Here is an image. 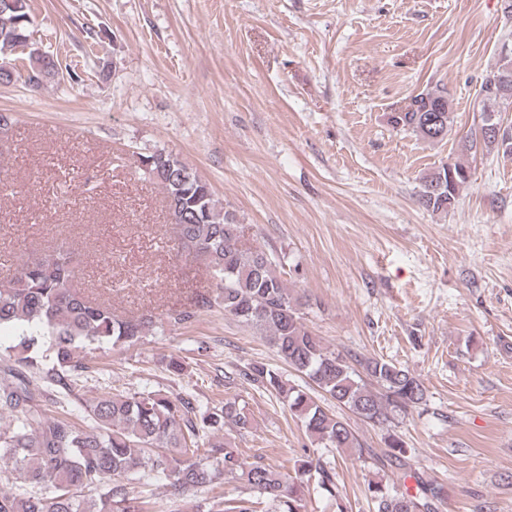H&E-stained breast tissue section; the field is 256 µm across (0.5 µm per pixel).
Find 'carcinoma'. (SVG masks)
<instances>
[{
    "instance_id": "cac0c4a2",
    "label": "carcinoma",
    "mask_w": 512,
    "mask_h": 512,
    "mask_svg": "<svg viewBox=\"0 0 512 512\" xmlns=\"http://www.w3.org/2000/svg\"><path fill=\"white\" fill-rule=\"evenodd\" d=\"M30 26L29 0H0V66L19 42L30 39ZM28 60V86L56 80L60 63L53 56L32 48ZM481 92L484 122L466 136L460 151L481 146L512 153V133H492L485 122H501L495 106L512 99V51L499 56ZM388 123L430 143L443 141L453 123L447 89L423 90L404 110L389 113ZM132 156L137 169L164 189L178 238L216 280L224 313L265 335L286 364L369 423L383 426L425 400L423 383L408 369L382 357L359 359L362 377L347 358L326 347L302 321L274 257L244 242L245 226L236 213L220 207L211 185L178 156L165 150ZM469 178L463 162H444L421 177L419 201L429 210L446 212ZM80 275L72 258L59 251L0 278V327H27L14 346L22 370L9 368L0 378V409L9 414L8 422L0 423V462L31 487L18 493L0 490V512H152L149 497L130 494L128 486L146 487L159 479L179 501L239 479L266 497L273 512H301L305 481L315 475L319 487L339 499L335 468L309 455L296 460L292 475L246 462L236 443L219 435L227 423L240 433L252 427L245 406L235 398L202 410L190 393L106 392L84 408L93 429L75 422V389L86 369L82 353L93 345H133L156 328L150 315L119 318L90 301L75 288ZM210 306V298L202 295L197 309L170 312L167 323L188 324ZM43 343L50 346L47 359L39 357ZM30 373L43 384L34 383ZM241 376L257 388L274 390L318 443L356 447L346 423L304 391L286 387L266 365L252 364ZM49 392L57 404L55 417L43 408ZM368 492L375 512H433L425 488L418 496L391 491L377 481L368 484ZM208 512L257 510L251 499L218 495L211 497Z\"/></svg>"
}]
</instances>
